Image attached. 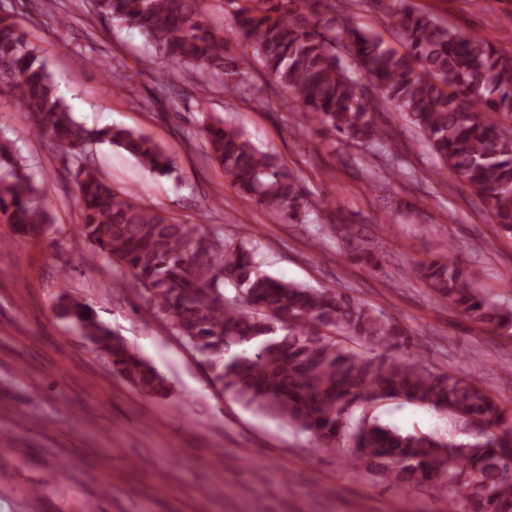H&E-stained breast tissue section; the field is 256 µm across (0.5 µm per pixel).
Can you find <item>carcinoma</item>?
<instances>
[{"label":"carcinoma","instance_id":"cac0c4a2","mask_svg":"<svg viewBox=\"0 0 512 512\" xmlns=\"http://www.w3.org/2000/svg\"><path fill=\"white\" fill-rule=\"evenodd\" d=\"M233 36L213 23L204 0H88L95 15L136 28L169 74L195 67L237 94L252 60L288 92L305 122L369 152L389 132L374 110L386 102L425 137L446 170L472 186L499 228L512 236V55L478 36H460L408 0H372L403 39L390 47L336 0H223ZM0 84L18 107L74 161L79 235L129 272L154 313L210 364L214 381L248 407L309 434L320 452L354 449V458L399 488L446 494L448 512H512V409L476 376L434 371L406 355L404 327L346 292L314 288L266 274L255 247L213 239L178 224L117 190L91 162L92 145L109 143L159 176L173 173L165 150L136 130H87L58 94L40 48L7 16L0 17ZM490 114L483 118L470 109ZM206 156L224 179L272 219L302 224L313 203L299 178L243 128L224 120L200 128ZM19 154L0 142V224L28 239L50 224L47 191L17 172ZM341 253L377 268L383 242L356 220L329 225ZM411 276L472 323L512 331V308L476 288L461 262L444 253L409 265ZM235 286L232 297L224 285ZM112 373L145 397L169 395L167 379L99 322L92 308L61 299ZM363 342L361 353L341 338ZM387 399L449 412L476 424L464 445L401 433L366 409ZM363 414L355 419L354 411Z\"/></svg>","mask_w":512,"mask_h":512}]
</instances>
